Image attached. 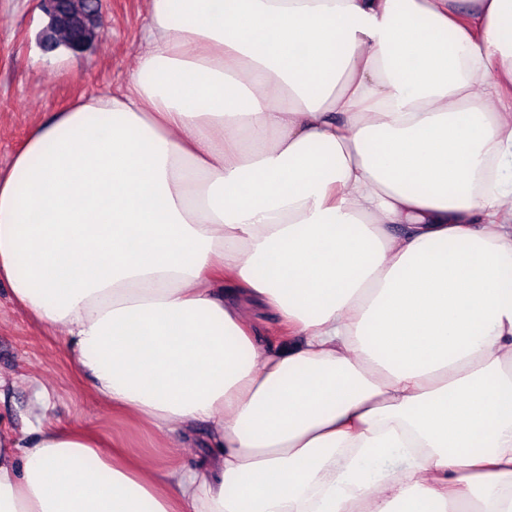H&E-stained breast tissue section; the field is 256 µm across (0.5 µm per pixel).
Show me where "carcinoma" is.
<instances>
[{
    "instance_id": "carcinoma-1",
    "label": "carcinoma",
    "mask_w": 512,
    "mask_h": 512,
    "mask_svg": "<svg viewBox=\"0 0 512 512\" xmlns=\"http://www.w3.org/2000/svg\"><path fill=\"white\" fill-rule=\"evenodd\" d=\"M49 24L43 41L54 48L81 52L98 38L101 11L95 0H59V11L46 9Z\"/></svg>"
}]
</instances>
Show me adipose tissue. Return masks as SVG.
Returning a JSON list of instances; mask_svg holds the SVG:
<instances>
[{
    "label": "adipose tissue",
    "instance_id": "adipose-tissue-1",
    "mask_svg": "<svg viewBox=\"0 0 512 512\" xmlns=\"http://www.w3.org/2000/svg\"><path fill=\"white\" fill-rule=\"evenodd\" d=\"M141 41L0 168V284L214 454L46 423L0 512H512V0H148ZM261 340L274 350L288 349L299 345L300 339L288 333H280L274 316L267 310L259 309L255 313Z\"/></svg>",
    "mask_w": 512,
    "mask_h": 512
}]
</instances>
